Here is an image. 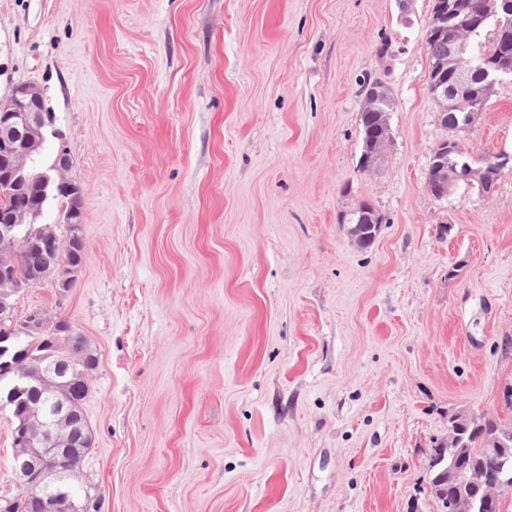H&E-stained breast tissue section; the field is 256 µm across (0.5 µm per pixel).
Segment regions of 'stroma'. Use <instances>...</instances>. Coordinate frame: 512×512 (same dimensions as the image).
<instances>
[{
  "instance_id": "1",
  "label": "stroma",
  "mask_w": 512,
  "mask_h": 512,
  "mask_svg": "<svg viewBox=\"0 0 512 512\" xmlns=\"http://www.w3.org/2000/svg\"><path fill=\"white\" fill-rule=\"evenodd\" d=\"M430 0H0L85 260L19 293L90 345L88 512H437L433 448L512 384V171L435 199ZM393 54L378 55L381 39ZM395 100L364 172L366 82ZM512 154V75L454 135ZM385 222L358 247L341 213Z\"/></svg>"
}]
</instances>
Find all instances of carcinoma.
Returning a JSON list of instances; mask_svg holds the SVG:
<instances>
[{
    "mask_svg": "<svg viewBox=\"0 0 512 512\" xmlns=\"http://www.w3.org/2000/svg\"><path fill=\"white\" fill-rule=\"evenodd\" d=\"M493 0H466V5L454 11L450 24L454 31L467 35L466 52L468 57L476 52L497 55V38H492L487 49L473 50L472 42L479 37L489 22H498L499 15L490 8ZM425 51L429 61L427 88L434 84L446 82L454 84L452 72L448 70L449 37L448 31L438 32L426 29ZM482 77L473 74V82L457 88L458 94L468 97L474 110L462 111L456 107L435 101L440 124L451 132H460L472 126L484 112L491 93L485 91L480 82ZM393 106V97L386 84L376 79L365 88L361 108V155L366 159L374 154L380 142L391 132L383 131V114ZM455 139L442 140L430 150V162L427 176V189L433 191L438 184L448 186L442 176V169L453 173L454 155L446 150L448 143ZM464 184L480 188L478 181L457 180L450 186ZM38 203V192L34 186L24 187L10 197L8 205L16 209H28ZM384 217L367 201L360 202L356 212L347 216L346 223L351 225L350 234L362 248L370 246L383 224ZM66 235L60 234V224L19 225L16 238L9 243H0V259L13 266L17 280L36 286L44 280L59 277L61 270L71 273L81 266L84 259V244L81 237V224H67ZM40 317L37 329L28 332L26 321L33 316ZM21 324L18 336L15 370L18 373L39 366L38 356L48 358L67 366L71 375L68 384L60 390L70 409L83 415L82 401L86 396L84 381L95 366V355L85 339L69 335V325L63 320L51 321L41 309L28 311L20 316ZM504 417H487L485 415H455L448 422V439L443 446L435 449L447 460L448 477L439 480V470L431 469L430 492L436 502L446 497L467 512H477L474 504L480 499L491 497L490 512H505L504 498L512 492V485L505 488H491L486 474L504 473L512 477V442L508 444L506 455L493 457L489 454L490 440L506 432L512 433V402H504Z\"/></svg>",
    "mask_w": 512,
    "mask_h": 512,
    "instance_id": "1",
    "label": "carcinoma"
}]
</instances>
